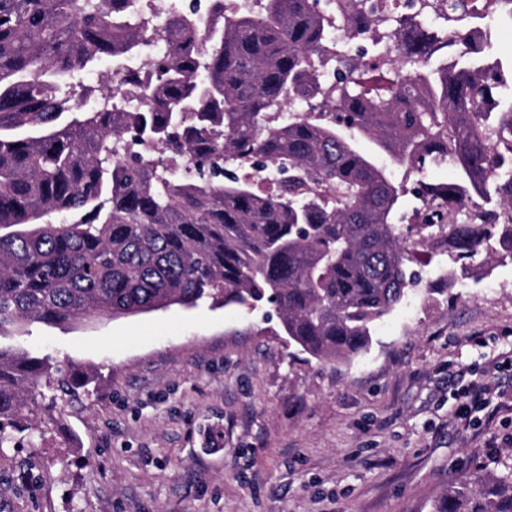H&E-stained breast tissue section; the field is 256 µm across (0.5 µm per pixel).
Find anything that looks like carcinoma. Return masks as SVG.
<instances>
[{"label":"carcinoma","mask_w":512,"mask_h":512,"mask_svg":"<svg viewBox=\"0 0 512 512\" xmlns=\"http://www.w3.org/2000/svg\"><path fill=\"white\" fill-rule=\"evenodd\" d=\"M209 2L155 18L143 0H0V333L208 302L271 310L312 358L352 361L423 281L405 189L357 135L419 172L451 166L413 188L418 243L512 264V72L475 28L512 0H425L436 33L373 0H337L334 19L318 0ZM338 25L371 42L383 86ZM148 37L162 53L126 68ZM104 59L113 86L78 80ZM43 387L82 383L0 348V446ZM498 465L435 512H512V453Z\"/></svg>","instance_id":"carcinoma-1"}]
</instances>
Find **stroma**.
I'll use <instances>...</instances> for the list:
<instances>
[{"mask_svg": "<svg viewBox=\"0 0 512 512\" xmlns=\"http://www.w3.org/2000/svg\"><path fill=\"white\" fill-rule=\"evenodd\" d=\"M414 258L429 291L349 363L237 306L6 329L0 347L86 384L31 446H0V512H434L512 448V265L457 282L432 247ZM471 384L490 392L462 417Z\"/></svg>", "mask_w": 512, "mask_h": 512, "instance_id": "35a3bbf8", "label": "stroma"}]
</instances>
